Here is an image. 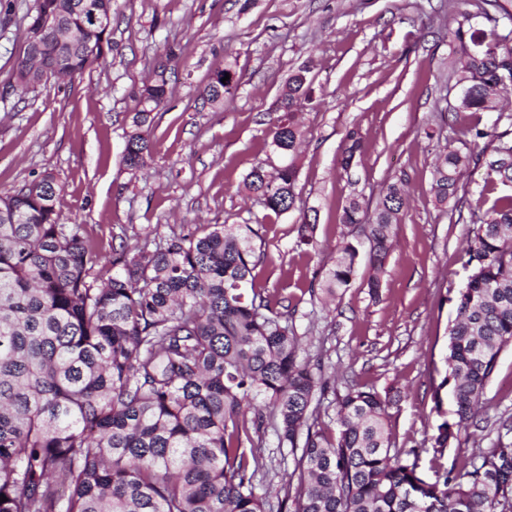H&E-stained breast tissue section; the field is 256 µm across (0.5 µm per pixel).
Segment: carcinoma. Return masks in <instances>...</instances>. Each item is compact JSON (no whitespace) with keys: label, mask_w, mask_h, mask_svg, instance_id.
I'll use <instances>...</instances> for the list:
<instances>
[{"label":"carcinoma","mask_w":512,"mask_h":512,"mask_svg":"<svg viewBox=\"0 0 512 512\" xmlns=\"http://www.w3.org/2000/svg\"><path fill=\"white\" fill-rule=\"evenodd\" d=\"M469 0H456L452 61L461 85L453 115L491 112L512 98V38L471 24ZM100 19L94 45L83 43L89 15ZM112 0H36L31 23L44 46L28 44L13 73L34 67L71 79L103 56ZM309 69L292 75L270 131L241 191L279 216L296 204ZM220 72L206 99L224 107L232 80ZM163 74L139 94L137 127L167 97ZM467 148L446 146L431 177L443 211L458 204L472 166L500 189L493 205L470 206L469 270L454 298L445 374L435 409L449 397L455 420L437 427L443 452L455 429L477 418L501 350L512 344V123L460 129ZM364 150L346 135L341 166ZM146 138L129 136L124 160L141 170ZM65 185L51 173L0 198V512H266L252 478L258 450L233 446L237 421L258 398L272 406L280 444L296 456L277 512H512V443L481 449L464 470L427 475L415 448L395 450L386 429L392 401L363 388L337 397V430L319 427L312 404L329 381L300 358L297 339L272 300L254 288L261 236L250 224H192L134 250H112V276L94 272L97 255L78 225L59 223ZM409 206L405 180L375 205L349 198L341 223L361 225L372 274L393 249L392 227ZM361 242L348 241L319 283L334 297L354 274Z\"/></svg>","instance_id":"1"}]
</instances>
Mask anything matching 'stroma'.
Listing matches in <instances>:
<instances>
[{
  "label": "stroma",
  "mask_w": 512,
  "mask_h": 512,
  "mask_svg": "<svg viewBox=\"0 0 512 512\" xmlns=\"http://www.w3.org/2000/svg\"><path fill=\"white\" fill-rule=\"evenodd\" d=\"M34 0H0V195L44 173L66 186L60 221L76 224L94 247L102 276L114 249L165 237L186 224H249L263 238L255 287L276 301L299 338L303 358L320 366L330 387L320 422L334 431L336 398L358 385L390 396L387 421L396 448L420 451L423 467L463 469L478 448L512 442V345L500 354L476 422L464 424L444 455L433 437L442 418L433 394L444 372L451 296L468 272L462 249L473 237L469 211L445 213L431 192L441 141L439 113L461 93L449 61L458 44L449 0H113L110 42L101 60L59 82L21 93L12 74L25 51ZM176 57H169V50ZM309 67L310 101L296 184V207L279 216L243 200L239 188L276 118L288 78ZM230 71L235 89L223 110L204 102L205 86ZM172 90L167 102L135 128L138 91L156 72ZM365 150L340 166L347 132ZM441 137L428 139L427 130ZM141 130L151 166L124 162L128 136ZM402 177L411 196L394 228V250L378 291L359 255L349 286L336 301L310 293L336 251L361 229L342 224L351 196L376 199ZM315 221L314 247L299 245L303 218ZM259 440L264 465L257 495L277 507L295 467L265 413Z\"/></svg>",
  "instance_id": "stroma-1"
}]
</instances>
